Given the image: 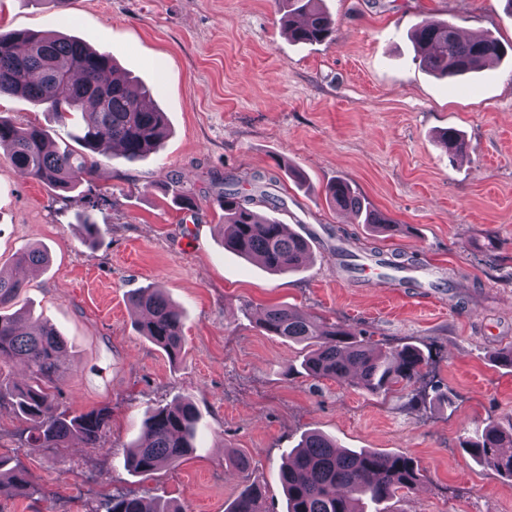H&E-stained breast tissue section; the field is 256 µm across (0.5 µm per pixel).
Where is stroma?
I'll return each instance as SVG.
<instances>
[{"label":"stroma","mask_w":512,"mask_h":512,"mask_svg":"<svg viewBox=\"0 0 512 512\" xmlns=\"http://www.w3.org/2000/svg\"><path fill=\"white\" fill-rule=\"evenodd\" d=\"M331 44L290 41L277 0H0V32H53L109 52L118 72L165 113L159 153L131 164L99 153L73 191L32 179L0 152V267L44 249L49 260L15 307L53 324L67 344L54 378L59 403L112 412L102 447L38 448L0 405V459L24 466L37 492L0 491V512H98L120 493L171 501L182 512H224L246 454L266 512H284L279 466L308 432L348 448L413 457L423 477L392 512H512V478L477 464L461 443L491 424L512 428V8L506 0H324ZM460 32H490L508 52L467 82L441 79L415 59L425 17ZM0 117L48 131L68 127L43 106L0 98ZM456 129L464 157L439 135ZM274 172L286 201L277 217L301 235L346 229L385 252L419 255L447 288L365 286L313 242L296 273L274 274L226 249L214 175ZM344 180L396 226L378 235L325 199ZM189 192L194 208L176 206ZM92 213L95 240L81 219ZM163 288L184 315L185 353L170 363L133 326L127 295ZM286 304L383 347L417 346L429 360L410 391L374 395L331 379L287 374L303 348L267 335L261 311ZM448 393L449 402L436 400ZM192 400L197 446L177 467L137 475L123 455L150 409Z\"/></svg>","instance_id":"1"}]
</instances>
